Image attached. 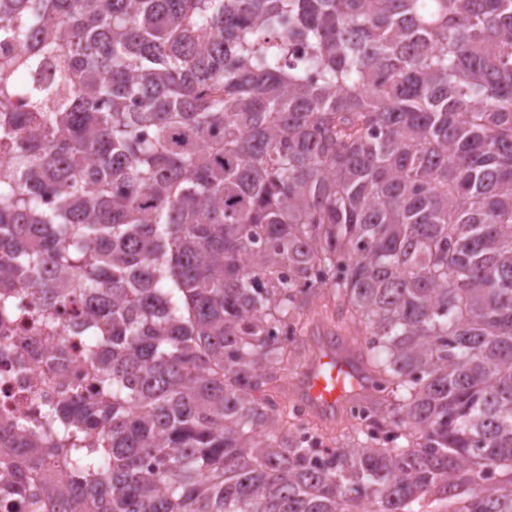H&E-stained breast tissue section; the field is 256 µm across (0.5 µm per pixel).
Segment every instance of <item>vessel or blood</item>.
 Masks as SVG:
<instances>
[{"instance_id": "1", "label": "vessel or blood", "mask_w": 512, "mask_h": 512, "mask_svg": "<svg viewBox=\"0 0 512 512\" xmlns=\"http://www.w3.org/2000/svg\"><path fill=\"white\" fill-rule=\"evenodd\" d=\"M332 325L318 322L302 371L289 383L294 399L306 411L329 423L356 399L371 398L370 376L355 346L334 340Z\"/></svg>"}]
</instances>
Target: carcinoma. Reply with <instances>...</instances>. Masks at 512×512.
Returning <instances> with one entry per match:
<instances>
[{"mask_svg":"<svg viewBox=\"0 0 512 512\" xmlns=\"http://www.w3.org/2000/svg\"><path fill=\"white\" fill-rule=\"evenodd\" d=\"M2 136L0 317L91 379L0 512H512V0H0ZM316 314L367 422L282 396Z\"/></svg>","mask_w":512,"mask_h":512,"instance_id":"obj_1","label":"carcinoma"}]
</instances>
